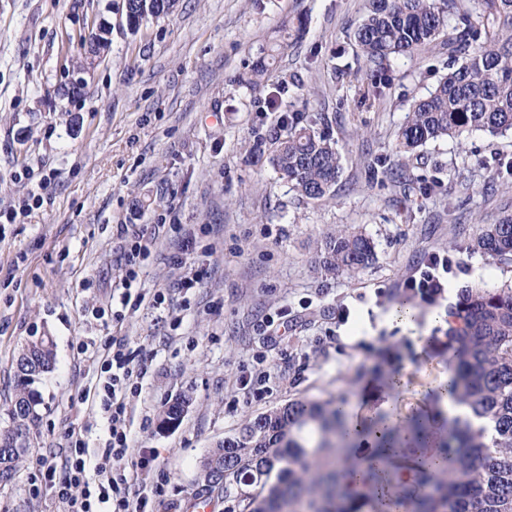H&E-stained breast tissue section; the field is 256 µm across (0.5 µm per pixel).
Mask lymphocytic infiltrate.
Returning <instances> with one entry per match:
<instances>
[{"instance_id": "obj_1", "label": "lymphocytic infiltrate", "mask_w": 512, "mask_h": 512, "mask_svg": "<svg viewBox=\"0 0 512 512\" xmlns=\"http://www.w3.org/2000/svg\"><path fill=\"white\" fill-rule=\"evenodd\" d=\"M119 265L122 276L112 291V312H137L146 308L172 316L169 297L157 293L145 296L136 287L144 261L152 253V241L144 236L119 232ZM406 291L433 305L448 293V260L430 257L419 276L405 281ZM124 341L113 338L99 357L100 373L92 392L82 393L104 422L96 445H89L81 433L67 436L60 454L44 463L41 481L52 493L54 512H153V500L162 496V485L145 491L143 482L154 470L155 454L131 445V427L141 395L142 370Z\"/></svg>"}]
</instances>
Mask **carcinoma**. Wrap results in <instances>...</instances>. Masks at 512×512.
Here are the masks:
<instances>
[{
  "label": "carcinoma",
  "instance_id": "carcinoma-1",
  "mask_svg": "<svg viewBox=\"0 0 512 512\" xmlns=\"http://www.w3.org/2000/svg\"><path fill=\"white\" fill-rule=\"evenodd\" d=\"M175 0H124L127 20L159 18ZM358 58L369 72L368 101L393 80L390 61L413 58L432 44L448 52V73L427 96L414 102L398 135L396 155L465 132L512 133V0H371L355 32ZM286 135L256 133L253 153L268 156L300 200L330 198L341 174V156L329 127L304 112L283 120ZM467 249L489 260L512 257V213L478 226ZM375 259L363 232L337 228L324 240L319 258L326 275L356 272ZM452 373L434 391L469 409L470 417L444 420L436 461L422 462L417 485L383 503L378 485L352 492L345 479L373 470L354 452L356 433L341 400L299 399L246 420L237 434L219 441L199 462L197 481L235 503L225 512H512V286L466 290L448 315ZM55 364L54 344L43 336L22 347L9 425L0 430V486L10 484L28 453L31 425L40 400L31 389ZM362 432L381 433L378 452L405 432L426 434L423 419L392 425L379 416ZM276 480L270 481L271 474Z\"/></svg>",
  "mask_w": 512,
  "mask_h": 512
}]
</instances>
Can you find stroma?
Listing matches in <instances>:
<instances>
[{
	"label": "stroma",
	"instance_id": "1",
	"mask_svg": "<svg viewBox=\"0 0 512 512\" xmlns=\"http://www.w3.org/2000/svg\"><path fill=\"white\" fill-rule=\"evenodd\" d=\"M369 0H177L171 14L126 25L123 0H0V208L36 183L23 168L56 176L46 202L0 236V428L16 386L15 358L51 336L54 369L34 385L42 403L31 451L0 512H46L48 492L33 482L69 430L95 441L101 420L78 394L95 381L97 360L79 342L123 337L146 367L134 414L135 443L157 456L165 478L156 512H194L224 497L196 481L201 457L245 419L298 399L344 398L364 408L367 389L394 370L407 380L395 414L408 420L433 405L451 374L445 312L465 289L512 284V258L489 261L467 250L477 225L512 211V135L482 131L419 148L406 177L386 173L411 104L445 74L446 56L429 49L391 63L384 97L363 101L370 81L353 35ZM110 26V45L85 72L81 97L64 96L82 40ZM288 46L269 79L242 83L281 27ZM288 92L259 112L274 83ZM323 115L343 159L332 199L303 202L267 160L251 156L256 129L278 130L284 116ZM153 239L143 293H168L179 327L143 309L115 322L107 311L117 264V227ZM168 224H188L207 273L182 293L184 266ZM365 231L376 259L327 277L320 248L334 227ZM456 249H449L450 241ZM434 254L448 256V299L417 304L410 328L391 313L404 282ZM347 321H340L341 310ZM286 322L270 341L267 321ZM190 403L172 430L159 426L180 396Z\"/></svg>",
	"mask_w": 512,
	"mask_h": 512
}]
</instances>
